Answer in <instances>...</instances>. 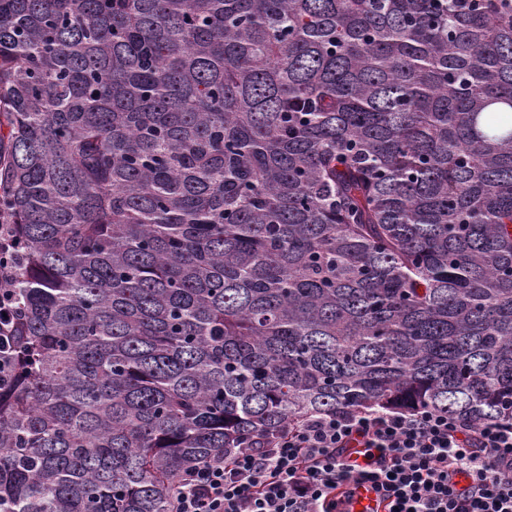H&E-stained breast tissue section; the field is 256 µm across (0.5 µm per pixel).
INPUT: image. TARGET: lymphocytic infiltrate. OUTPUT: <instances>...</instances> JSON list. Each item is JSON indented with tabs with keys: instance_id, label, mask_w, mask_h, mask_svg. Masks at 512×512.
Wrapping results in <instances>:
<instances>
[{
	"instance_id": "obj_1",
	"label": "lymphocytic infiltrate",
	"mask_w": 512,
	"mask_h": 512,
	"mask_svg": "<svg viewBox=\"0 0 512 512\" xmlns=\"http://www.w3.org/2000/svg\"><path fill=\"white\" fill-rule=\"evenodd\" d=\"M13 243V225L0 218L3 383L21 313ZM360 487L386 512H512V423L474 425L424 408L314 415L261 446L195 465L177 483L171 512H350Z\"/></svg>"
}]
</instances>
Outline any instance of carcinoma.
I'll return each mask as SVG.
<instances>
[{
	"label": "carcinoma",
	"mask_w": 512,
	"mask_h": 512,
	"mask_svg": "<svg viewBox=\"0 0 512 512\" xmlns=\"http://www.w3.org/2000/svg\"><path fill=\"white\" fill-rule=\"evenodd\" d=\"M0 208V512H171L325 412L512 422V0H0ZM0 216V382L9 381L15 350L12 328L21 313V304L9 288L15 277L17 255L12 254L14 225Z\"/></svg>",
	"instance_id": "cac0c4a2"
}]
</instances>
